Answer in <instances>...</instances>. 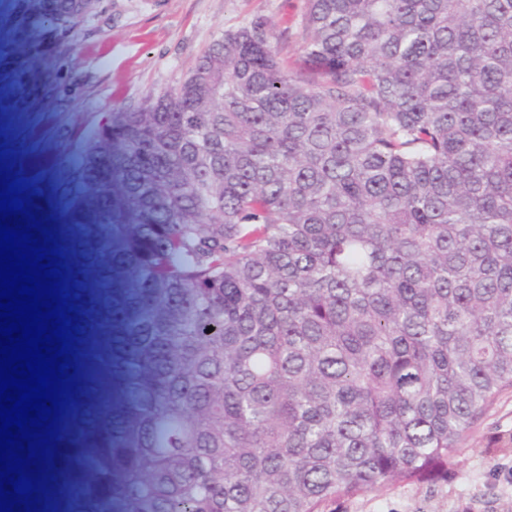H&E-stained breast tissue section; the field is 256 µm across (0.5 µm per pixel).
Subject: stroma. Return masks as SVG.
Wrapping results in <instances>:
<instances>
[{
  "instance_id": "stroma-1",
  "label": "stroma",
  "mask_w": 512,
  "mask_h": 512,
  "mask_svg": "<svg viewBox=\"0 0 512 512\" xmlns=\"http://www.w3.org/2000/svg\"><path fill=\"white\" fill-rule=\"evenodd\" d=\"M43 4L9 0L0 9V34L12 43L0 53V112L20 116L8 137L39 144L37 168L72 202L70 223L106 256L103 308L114 339L102 343L105 374L92 382L83 499L123 512L142 419L130 374L143 384L151 376V358L133 340L150 306L149 245L135 232L118 162L90 160L81 133L90 116L140 109L179 86L224 31L263 17L277 38L296 32L304 0H95L75 31L48 25ZM323 512H512V388L475 421L446 480L339 498Z\"/></svg>"
}]
</instances>
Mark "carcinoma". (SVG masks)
<instances>
[{"instance_id":"1","label":"carcinoma","mask_w":512,"mask_h":512,"mask_svg":"<svg viewBox=\"0 0 512 512\" xmlns=\"http://www.w3.org/2000/svg\"><path fill=\"white\" fill-rule=\"evenodd\" d=\"M75 8L46 0L47 21ZM296 46L294 70L258 17L149 106L91 118L158 291L125 512H320L444 480L512 387V0H304ZM54 192L25 190L79 307L51 470L76 497L102 256Z\"/></svg>"}]
</instances>
